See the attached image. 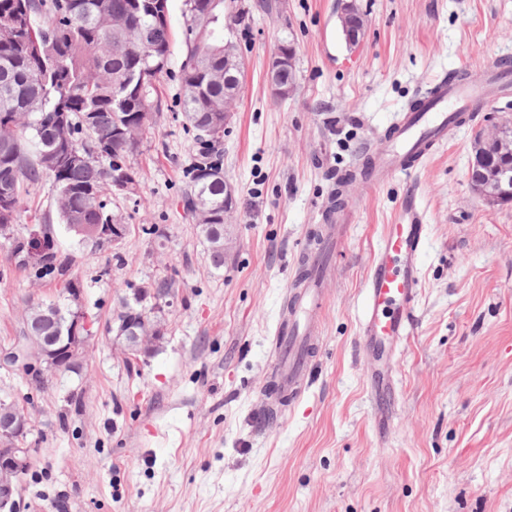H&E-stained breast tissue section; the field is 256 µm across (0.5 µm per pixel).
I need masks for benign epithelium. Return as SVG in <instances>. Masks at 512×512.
Here are the masks:
<instances>
[{
  "mask_svg": "<svg viewBox=\"0 0 512 512\" xmlns=\"http://www.w3.org/2000/svg\"><path fill=\"white\" fill-rule=\"evenodd\" d=\"M345 42L355 46L364 33L365 22L353 3L344 5L339 16ZM296 68V51L291 47H280L271 57L267 69V82L273 93L281 98L292 94L295 84L293 75ZM241 71V60L237 49L227 44L224 47V82L234 86ZM500 155L512 157V134L501 127L483 136ZM508 181L504 174L495 182L491 179L474 183L476 192L486 204L496 205L501 201L497 183ZM126 237V225L108 224L100 228L98 241L119 245ZM171 306L170 301L155 300L152 309L143 311L138 318L125 317L119 313L115 321L119 328L112 326L113 341L124 346L128 355L136 358L150 352L164 334V327L157 314ZM69 319L59 336H24V343L15 351L4 355L3 360L18 364L31 380L42 385L50 374L71 372L91 339L87 329V315L81 303L80 293L70 300ZM31 430V422L21 410L8 406L0 407V512H18L19 487L23 476L30 467V449L24 446Z\"/></svg>",
  "mask_w": 512,
  "mask_h": 512,
  "instance_id": "benign-epithelium-1",
  "label": "benign epithelium"
}]
</instances>
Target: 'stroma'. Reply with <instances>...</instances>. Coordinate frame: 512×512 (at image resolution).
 Instances as JSON below:
<instances>
[{
	"instance_id": "obj_1",
	"label": "stroma",
	"mask_w": 512,
	"mask_h": 512,
	"mask_svg": "<svg viewBox=\"0 0 512 512\" xmlns=\"http://www.w3.org/2000/svg\"><path fill=\"white\" fill-rule=\"evenodd\" d=\"M183 3L169 0L160 116L130 158L141 188L108 199L129 227L123 243L85 241L59 223L46 182L13 227L21 238L50 232L73 256L68 277L91 333L80 373L43 389L0 366V397L33 423L21 512H512V204L488 206L469 180L475 135L512 121L511 98L449 128L410 174L347 187L348 229L328 258L305 390L261 420L286 291L339 179L435 78L512 57V0H354L365 31L353 48L343 0H235L244 69L223 168L236 205L218 270L182 203L199 154L180 107ZM286 43L297 87L279 99L266 69ZM411 216L427 236L413 329L392 350L398 409L386 426L358 323L384 227ZM164 276L176 285L163 338L128 358L107 326L121 297ZM61 289L34 280L0 237V349L21 340L29 301L67 305Z\"/></svg>"
}]
</instances>
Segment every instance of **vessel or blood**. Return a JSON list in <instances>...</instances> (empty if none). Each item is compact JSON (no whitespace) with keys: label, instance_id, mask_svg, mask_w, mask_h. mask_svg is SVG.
<instances>
[{"label":"vessel or blood","instance_id":"b4317fda","mask_svg":"<svg viewBox=\"0 0 512 512\" xmlns=\"http://www.w3.org/2000/svg\"><path fill=\"white\" fill-rule=\"evenodd\" d=\"M511 89L512 68L501 64L490 65L469 81L453 86L446 79L436 80L424 97V111L403 112L381 142L369 145L376 180L415 170L447 140L456 112L474 111L476 105H487L492 93ZM425 241L426 227L418 221L387 227L366 275L359 322V348L371 356H383L387 342L411 333ZM323 276L322 266L312 263L300 287L290 288L288 322L277 328L272 340L274 379L279 394L291 404L301 397L309 366L316 356Z\"/></svg>","mask_w":512,"mask_h":512}]
</instances>
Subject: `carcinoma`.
<instances>
[{"label": "carcinoma", "mask_w": 512, "mask_h": 512, "mask_svg": "<svg viewBox=\"0 0 512 512\" xmlns=\"http://www.w3.org/2000/svg\"><path fill=\"white\" fill-rule=\"evenodd\" d=\"M186 55L181 64L184 127L200 145L189 174L184 207L209 244L211 265L224 267V130L211 116L224 112V0H185ZM170 56L169 9L163 0H0V221L17 223L23 194L51 180L60 223L84 239L100 224H114L106 192L116 176L134 177L128 193L140 189L129 157L160 114L156 83ZM82 156L78 163L59 155ZM123 165H114L113 158ZM38 279L64 281L72 258L53 240ZM174 288L162 278L121 298L122 308L141 312V298ZM30 309L34 333L53 335Z\"/></svg>", "instance_id": "cac0c4a2"}]
</instances>
